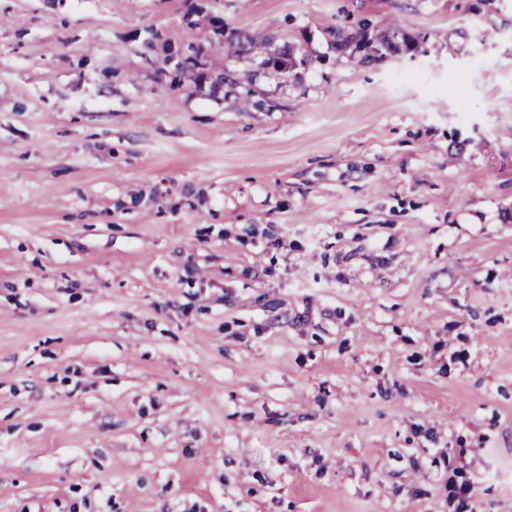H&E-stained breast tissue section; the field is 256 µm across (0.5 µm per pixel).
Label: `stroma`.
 <instances>
[{
    "label": "stroma",
    "mask_w": 512,
    "mask_h": 512,
    "mask_svg": "<svg viewBox=\"0 0 512 512\" xmlns=\"http://www.w3.org/2000/svg\"><path fill=\"white\" fill-rule=\"evenodd\" d=\"M452 481L512 512V0H0V512Z\"/></svg>",
    "instance_id": "35a3bbf8"
}]
</instances>
